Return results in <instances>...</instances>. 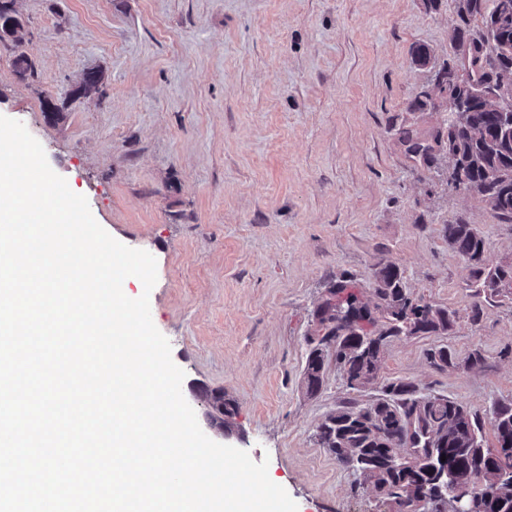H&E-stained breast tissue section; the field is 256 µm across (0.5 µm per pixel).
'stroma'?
<instances>
[{"instance_id":"1","label":"stroma","mask_w":512,"mask_h":512,"mask_svg":"<svg viewBox=\"0 0 512 512\" xmlns=\"http://www.w3.org/2000/svg\"><path fill=\"white\" fill-rule=\"evenodd\" d=\"M27 37L0 45V115L21 121L51 168L86 196L122 244L149 252V302L185 377L182 393L214 441L268 461L298 512H389L318 428L348 401L328 364L302 387L312 311L341 275L373 282L395 262L415 297L457 311L440 336L387 339L378 380L413 382L474 411L512 400V299L468 318L464 262L443 227L456 218L512 262V224L480 198L414 166L391 129L438 113L407 106L429 80L413 51L456 56L455 0H16ZM36 75L24 80L17 54ZM100 70L104 98L73 95ZM450 347L457 367L426 352ZM481 350L485 360L466 358ZM238 411L233 437L209 428L199 390Z\"/></svg>"}]
</instances>
